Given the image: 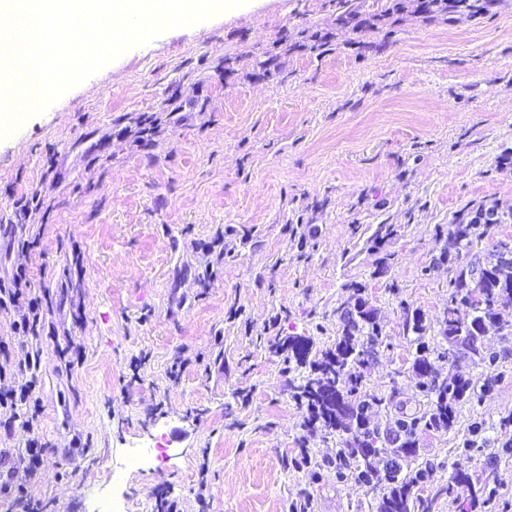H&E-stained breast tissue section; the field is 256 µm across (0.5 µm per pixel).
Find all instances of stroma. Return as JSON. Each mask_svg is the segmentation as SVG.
<instances>
[{
    "mask_svg": "<svg viewBox=\"0 0 512 512\" xmlns=\"http://www.w3.org/2000/svg\"><path fill=\"white\" fill-rule=\"evenodd\" d=\"M352 4L343 25L340 0H245L127 51L0 139V220L39 185L48 206L37 243L1 258L0 277L24 266L49 292V324L85 348L72 366L42 338L46 460L29 501L0 494V512H89L157 421L172 453L127 471L130 512H155L162 494L179 512H377L378 492L337 481L344 438L306 425L301 372L276 344L333 348L336 309L361 283L383 335L363 384L391 400L370 424L425 408L404 318L421 310L441 343L450 275L433 259L456 250L449 225L493 202L508 221L463 260L512 242V0L435 17L418 0ZM314 33L328 38L315 52ZM171 102L184 110L169 119ZM152 112L153 143L123 136ZM498 311L481 342L497 367L461 346L431 363L481 390L401 463L428 467L413 495L431 512H474L467 488L443 491L459 464L494 487L493 512H512V298ZM180 355L190 363L174 381ZM304 449L319 468L293 467Z\"/></svg>",
    "mask_w": 512,
    "mask_h": 512,
    "instance_id": "1",
    "label": "stroma"
}]
</instances>
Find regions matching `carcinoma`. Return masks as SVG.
<instances>
[{"label": "carcinoma", "mask_w": 512, "mask_h": 512, "mask_svg": "<svg viewBox=\"0 0 512 512\" xmlns=\"http://www.w3.org/2000/svg\"><path fill=\"white\" fill-rule=\"evenodd\" d=\"M493 211L494 205L479 204L471 209L466 221L452 225L451 236L463 247H469L475 229L486 223L484 216ZM502 245V241L494 245L493 260L460 267L448 282L450 294L448 311L442 321V336L474 353L480 352L482 336L500 328L499 300L512 296V261H503L499 253ZM350 288L354 291V304L336 309L342 333L336 338L333 349L311 360L309 342L292 338L281 344V351L287 353L286 359L309 366L308 374L296 386L294 394L295 399L306 407L308 425L319 423L325 429L349 435L346 447L337 452L336 479H352L372 485L377 478L372 459L378 453L376 444L380 433L369 427L368 415L388 406L391 400L370 394L363 388L357 366L369 361L381 338V328L361 296L363 286L355 283ZM405 326L416 335L414 366L424 378L420 389L427 399V408L418 415H402L393 420L400 444L386 462L380 478L383 495L378 512H409L412 489L423 482L427 469L418 468L411 475L402 477L395 462L414 454L415 436L420 427L451 428L458 406L476 397L475 388L467 379L451 376L439 382L429 377V355L445 357L448 350H432L423 341L427 331L424 315L418 310L413 311L412 316L406 318ZM452 485L467 486L474 504L480 501L485 508L491 503L494 490L471 487L469 476L460 468L453 472Z\"/></svg>", "instance_id": "obj_1"}]
</instances>
